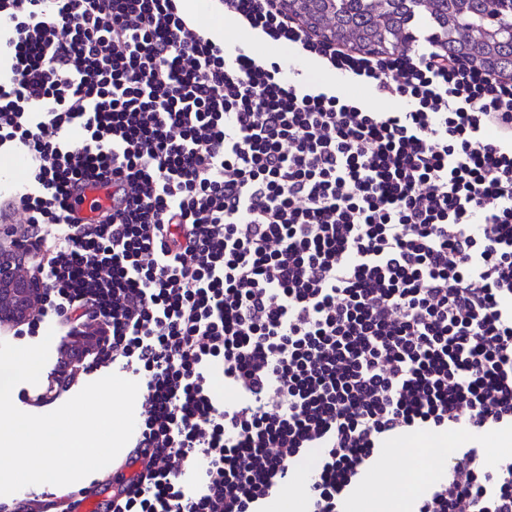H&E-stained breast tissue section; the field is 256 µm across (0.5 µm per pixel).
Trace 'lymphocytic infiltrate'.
Returning a JSON list of instances; mask_svg holds the SVG:
<instances>
[{"label": "lymphocytic infiltrate", "instance_id": "f902f5d3", "mask_svg": "<svg viewBox=\"0 0 512 512\" xmlns=\"http://www.w3.org/2000/svg\"><path fill=\"white\" fill-rule=\"evenodd\" d=\"M216 2L400 109L308 86L180 0H0L14 201L67 228L6 234L38 256L40 316L95 321L82 367L142 381L112 512H263L312 449L307 512H342L390 437L512 426V73ZM91 185L112 189L92 223ZM411 512H512V459L450 447Z\"/></svg>", "mask_w": 512, "mask_h": 512}]
</instances>
